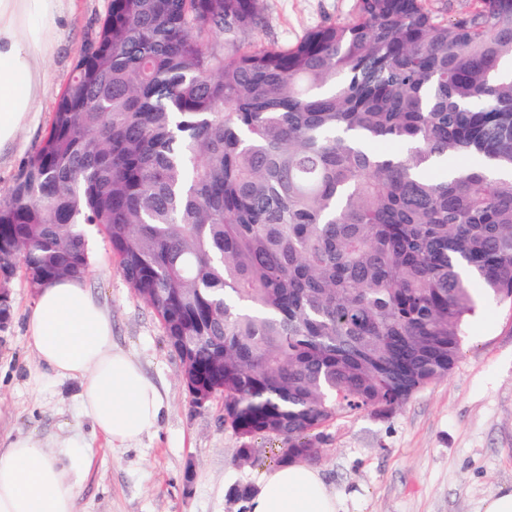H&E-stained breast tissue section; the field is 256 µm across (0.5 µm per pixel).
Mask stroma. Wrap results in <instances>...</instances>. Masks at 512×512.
<instances>
[{"label": "stroma", "mask_w": 512, "mask_h": 512, "mask_svg": "<svg viewBox=\"0 0 512 512\" xmlns=\"http://www.w3.org/2000/svg\"><path fill=\"white\" fill-rule=\"evenodd\" d=\"M355 0H259L266 25L255 39L292 44L308 31L348 17ZM109 0H74L48 59L37 125L22 134L0 165L7 196L38 151L56 104L85 47L95 38ZM87 285L112 316V338L141 364L169 410L156 429L128 448L111 447L83 415L80 384L65 380L32 392L25 317L36 291L23 269L8 280L14 305L0 325V432L29 434L58 448L74 444L79 512H245L229 496L238 483L259 485L278 448L257 441L260 461L239 466V441L224 424V400L196 406L179 357L151 308L126 283L109 244L88 230ZM318 467L341 499L340 512H483L485 500L512 487V304L483 303L471 321L462 356L448 377L415 394L387 417L367 412L325 431Z\"/></svg>", "instance_id": "stroma-1"}]
</instances>
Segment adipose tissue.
Masks as SVG:
<instances>
[{
    "mask_svg": "<svg viewBox=\"0 0 512 512\" xmlns=\"http://www.w3.org/2000/svg\"><path fill=\"white\" fill-rule=\"evenodd\" d=\"M67 2L0 0V162L14 154L21 129L36 117L44 63ZM26 330L30 387L78 380L84 414L113 447H129L160 424L168 409L160 388L113 342L112 318L84 279L65 277L39 288ZM247 509L339 512L320 470L301 461L266 472ZM0 512H78L71 471L43 440L17 435L0 446Z\"/></svg>",
    "mask_w": 512,
    "mask_h": 512,
    "instance_id": "1",
    "label": "adipose tissue"
}]
</instances>
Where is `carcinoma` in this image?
Here are the masks:
<instances>
[{
  "instance_id": "1",
  "label": "carcinoma",
  "mask_w": 512,
  "mask_h": 512,
  "mask_svg": "<svg viewBox=\"0 0 512 512\" xmlns=\"http://www.w3.org/2000/svg\"><path fill=\"white\" fill-rule=\"evenodd\" d=\"M264 26L258 0H110L0 199V271L33 288L105 236L251 465L256 439L316 461L330 422L393 414L478 300L512 302V0L242 39Z\"/></svg>"
}]
</instances>
